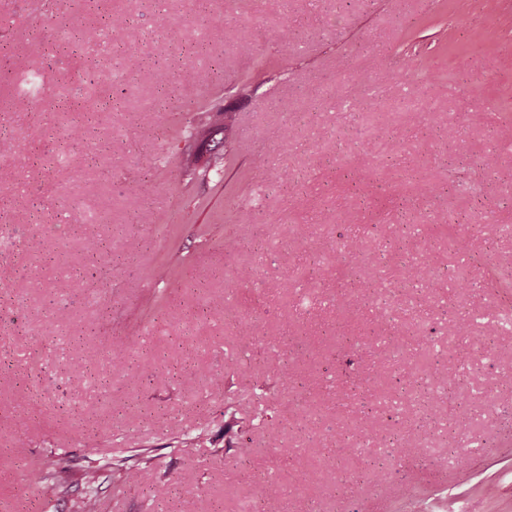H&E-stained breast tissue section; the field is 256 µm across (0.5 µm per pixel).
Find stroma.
I'll list each match as a JSON object with an SVG mask.
<instances>
[{
	"label": "stroma",
	"mask_w": 512,
	"mask_h": 512,
	"mask_svg": "<svg viewBox=\"0 0 512 512\" xmlns=\"http://www.w3.org/2000/svg\"><path fill=\"white\" fill-rule=\"evenodd\" d=\"M115 14L113 45L55 42ZM0 47V512H76L82 487L49 497L27 477L54 456L102 466L104 512H196L201 492L244 512L279 466L270 430L303 474L284 512H512V363L496 355L512 299L489 274L512 273V166L484 165L512 147V0H0ZM20 51L43 61L33 113L14 106ZM129 57L145 77L113 81ZM62 94L95 113L79 140ZM215 105L246 142L170 184ZM48 148L65 162L34 166ZM254 175L273 191L236 223ZM263 234L260 254L224 247ZM91 238L108 248L89 301L65 261ZM165 258L174 275L150 281ZM251 263L270 291L233 279ZM295 336L309 348L292 359ZM131 339L133 384L105 352ZM409 364L453 381L445 416ZM188 368L209 383L185 388ZM297 381L306 415L288 407ZM408 437L447 468L403 458ZM144 454L141 481L115 487L106 464Z\"/></svg>",
	"instance_id": "35a3bbf8"
}]
</instances>
